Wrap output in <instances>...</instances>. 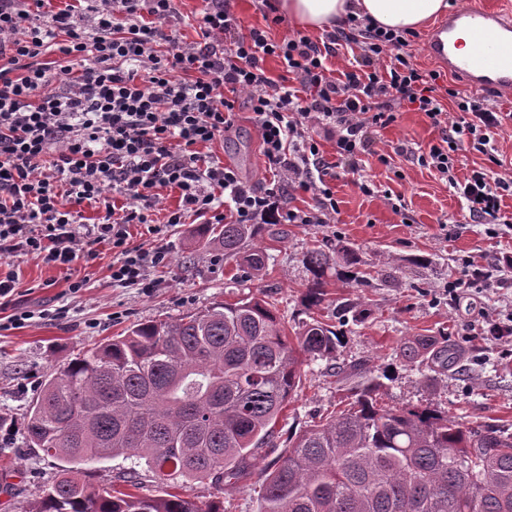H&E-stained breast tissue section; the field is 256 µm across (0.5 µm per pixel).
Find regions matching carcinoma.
I'll return each instance as SVG.
<instances>
[{"label":"carcinoma","instance_id":"cac0c4a2","mask_svg":"<svg viewBox=\"0 0 512 512\" xmlns=\"http://www.w3.org/2000/svg\"><path fill=\"white\" fill-rule=\"evenodd\" d=\"M249 224H226L224 254L259 272L268 255L245 249ZM360 255L323 245L306 251L304 300L324 301L326 274ZM369 309L337 307V324L302 323L292 337L274 306L251 296L175 319L139 323L91 347L42 383L27 413L26 439L65 463L27 512H223L214 498L90 488L80 466L118 456L163 481H208L221 490L250 475L258 449L301 382L307 361L332 357L343 326ZM404 366L450 374L457 349L413 339ZM345 407L288 440L264 468L259 512H512V433L470 427L431 407H388L366 362L336 367Z\"/></svg>","mask_w":512,"mask_h":512}]
</instances>
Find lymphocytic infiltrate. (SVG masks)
Wrapping results in <instances>:
<instances>
[{
  "mask_svg": "<svg viewBox=\"0 0 512 512\" xmlns=\"http://www.w3.org/2000/svg\"><path fill=\"white\" fill-rule=\"evenodd\" d=\"M46 0H0V255L33 254L48 265H67L83 250L77 206L104 208L89 234L118 254L112 281L123 288H153L149 269L167 254L130 243L129 225L150 223L154 191L176 190L168 225L191 216L225 220L230 198L239 224H328L338 213L314 127L336 137V152L351 172L373 145V128L408 106L441 128L439 142L411 152L446 178L465 199L475 224H500L512 179H492L478 168L454 174L460 145L488 153L512 114L480 94L442 84L437 71L412 61L406 32L384 30L363 18L325 34L273 39L268 30L242 31L231 0H207L198 39L184 43L172 20L175 0H66L40 18ZM357 45V66L333 76L326 61ZM59 53L60 71L44 63ZM280 59L286 79L268 76L267 58ZM69 80L57 84V73ZM247 94L270 169L283 185L317 191L318 207L301 210L283 198V185L257 188L235 171L198 152L199 144L232 126L240 94ZM459 116L448 122L447 108ZM134 208L117 210L112 192Z\"/></svg>",
  "mask_w": 512,
  "mask_h": 512,
  "instance_id": "f902f5d3",
  "label": "lymphocytic infiltrate"
}]
</instances>
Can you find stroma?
Here are the masks:
<instances>
[{
    "mask_svg": "<svg viewBox=\"0 0 512 512\" xmlns=\"http://www.w3.org/2000/svg\"><path fill=\"white\" fill-rule=\"evenodd\" d=\"M439 136L423 113L400 109L393 122L377 129L372 154L363 155L362 168L354 173L341 164L335 137L321 134L338 221L262 225L255 242L268 260L258 273L225 255L217 236L200 239L191 223L158 234L143 224L131 226L132 244L168 254L166 267L151 270L156 286L147 293L113 284L116 254L104 243L95 245V260L80 258L67 269L33 255L0 258V275L19 278L18 306L67 311L61 320L37 318L14 327L0 310V418L11 429L0 440V512H28L61 466L28 447L25 434L27 411L53 369L132 325L247 296L272 303L292 333L313 318L335 320L342 303L365 306L371 314L348 324L334 358L303 365L300 387L275 424L273 446L261 450L247 478L220 492L224 512H258L261 467L283 454L289 435L337 410L343 396L334 372L339 364L366 359L374 368H391L382 390L387 406L429 405L473 426L512 430V376L502 372L503 366L512 367V269L506 266L512 228L471 223L465 200L446 179L395 153L398 146L424 147ZM494 148L490 157L460 148L456 175L482 167L497 178L512 176V124L499 131ZM199 150L233 168L246 184L265 187L272 179L246 98L238 100L233 127ZM382 153L390 155L389 163L379 161ZM322 242L357 250L370 277L358 285L349 268L336 266L327 273L324 301L310 307L303 300L309 274L302 257ZM469 259L491 269L492 277L470 282ZM76 280L85 286L73 294L68 287ZM435 336L459 349L462 373L426 378L397 363L395 352L404 339Z\"/></svg>",
    "mask_w": 512,
    "mask_h": 512,
    "instance_id": "1",
    "label": "stroma"
}]
</instances>
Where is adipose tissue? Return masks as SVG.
<instances>
[{"label": "adipose tissue", "instance_id": "obj_1", "mask_svg": "<svg viewBox=\"0 0 512 512\" xmlns=\"http://www.w3.org/2000/svg\"><path fill=\"white\" fill-rule=\"evenodd\" d=\"M276 8L311 31L336 28L352 16L388 29L415 31L444 13L448 0H277Z\"/></svg>", "mask_w": 512, "mask_h": 512}]
</instances>
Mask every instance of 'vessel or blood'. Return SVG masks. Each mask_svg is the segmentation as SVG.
Segmentation results:
<instances>
[{"instance_id": "b4317fda", "label": "vessel or blood", "mask_w": 512, "mask_h": 512, "mask_svg": "<svg viewBox=\"0 0 512 512\" xmlns=\"http://www.w3.org/2000/svg\"><path fill=\"white\" fill-rule=\"evenodd\" d=\"M431 60L476 93L512 92V0H480L448 13L425 37Z\"/></svg>"}]
</instances>
